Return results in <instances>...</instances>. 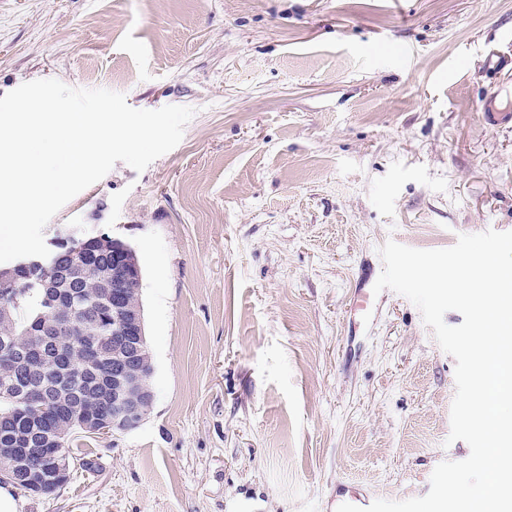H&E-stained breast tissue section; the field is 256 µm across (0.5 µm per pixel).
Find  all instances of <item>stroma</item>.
I'll return each instance as SVG.
<instances>
[{"instance_id": "1", "label": "stroma", "mask_w": 512, "mask_h": 512, "mask_svg": "<svg viewBox=\"0 0 512 512\" xmlns=\"http://www.w3.org/2000/svg\"><path fill=\"white\" fill-rule=\"evenodd\" d=\"M47 78L195 114L44 229L135 246L154 401L21 512H333L469 456L420 311L350 307L387 240L512 231V0H0V97Z\"/></svg>"}]
</instances>
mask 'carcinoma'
<instances>
[{
	"instance_id": "cac0c4a2",
	"label": "carcinoma",
	"mask_w": 512,
	"mask_h": 512,
	"mask_svg": "<svg viewBox=\"0 0 512 512\" xmlns=\"http://www.w3.org/2000/svg\"><path fill=\"white\" fill-rule=\"evenodd\" d=\"M90 243L72 260L85 269L83 280L71 283L49 264L15 272L14 288L0 294V475L10 473L28 448L42 449L44 463L59 457L71 461L69 445L79 433L97 435L86 426L98 417L104 401L112 400V289L101 286L98 270L112 257L96 254ZM53 279L63 297L85 309L84 322L70 323L68 305L61 304L51 318L63 325V334L47 343L34 335L46 313L41 281ZM43 351L42 360L22 366L19 349ZM55 392V405L42 409V389Z\"/></svg>"
}]
</instances>
